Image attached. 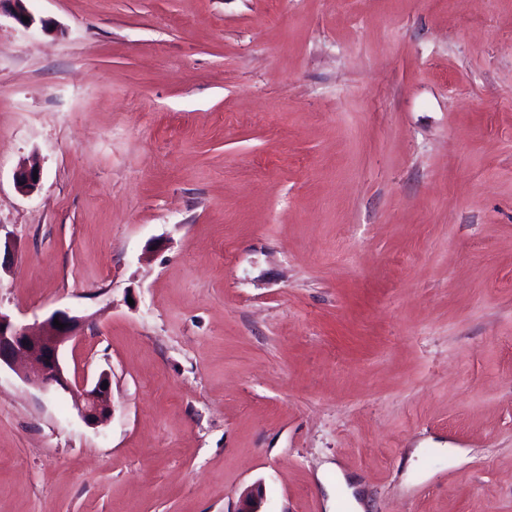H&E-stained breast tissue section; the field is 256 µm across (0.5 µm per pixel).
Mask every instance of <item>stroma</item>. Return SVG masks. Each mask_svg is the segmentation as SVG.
<instances>
[{"label":"stroma","mask_w":512,"mask_h":512,"mask_svg":"<svg viewBox=\"0 0 512 512\" xmlns=\"http://www.w3.org/2000/svg\"><path fill=\"white\" fill-rule=\"evenodd\" d=\"M25 6L0 313L113 411L0 368V512H512V0ZM103 381L108 382L107 389H102ZM77 392L81 398V417L86 424L97 425L112 415V381L108 373H101L90 387L83 386Z\"/></svg>","instance_id":"35a3bbf8"}]
</instances>
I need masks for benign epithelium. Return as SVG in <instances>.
Here are the masks:
<instances>
[{
  "mask_svg": "<svg viewBox=\"0 0 512 512\" xmlns=\"http://www.w3.org/2000/svg\"><path fill=\"white\" fill-rule=\"evenodd\" d=\"M5 3L10 4L6 14L19 25L29 28L34 24L24 0H0V6ZM25 16L29 17L27 23L23 22ZM36 172L40 169L35 166H23L15 172L19 191L29 194L37 188ZM56 320L64 328L54 326ZM78 328L79 319L64 311H56L43 322L32 325L18 324L0 313V364L13 368L18 360L24 359L29 367L22 376L28 383L46 391L56 387L70 390L72 385L65 376L60 355L65 344L77 336ZM105 381H111V377L103 372L91 386L79 389L80 413L88 425H97L112 415V386L102 388Z\"/></svg>",
  "mask_w": 512,
  "mask_h": 512,
  "instance_id": "1",
  "label": "benign epithelium"
}]
</instances>
